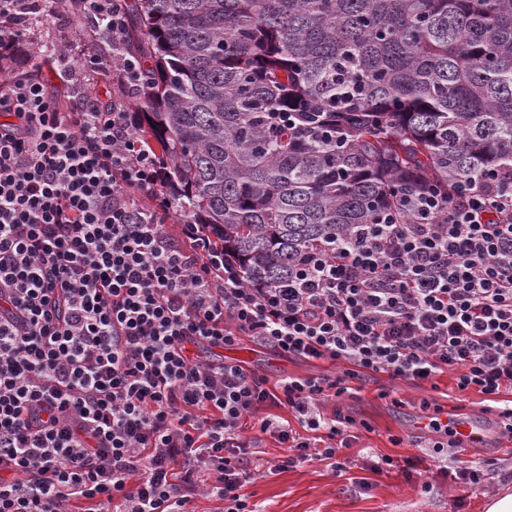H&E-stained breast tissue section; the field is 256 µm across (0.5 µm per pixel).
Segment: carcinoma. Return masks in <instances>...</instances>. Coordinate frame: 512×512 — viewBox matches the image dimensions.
Here are the masks:
<instances>
[{"label":"carcinoma","mask_w":512,"mask_h":512,"mask_svg":"<svg viewBox=\"0 0 512 512\" xmlns=\"http://www.w3.org/2000/svg\"><path fill=\"white\" fill-rule=\"evenodd\" d=\"M137 137L169 163L180 224H204L247 283L404 195L512 170V0H132ZM21 53L41 72V50Z\"/></svg>","instance_id":"carcinoma-1"}]
</instances>
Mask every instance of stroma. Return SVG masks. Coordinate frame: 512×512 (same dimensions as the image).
Instances as JSON below:
<instances>
[{
	"instance_id": "obj_1",
	"label": "stroma",
	"mask_w": 512,
	"mask_h": 512,
	"mask_svg": "<svg viewBox=\"0 0 512 512\" xmlns=\"http://www.w3.org/2000/svg\"><path fill=\"white\" fill-rule=\"evenodd\" d=\"M29 40L53 43L73 61L82 57L83 34L60 12L32 27ZM224 358L273 382L339 371L327 361L312 364L282 356L246 337L225 348ZM455 378L454 372H444L430 387L394 381L385 373L369 374L325 407L326 413L357 423L348 448L341 452L347 461L345 471L319 457L288 470H260L244 486V494L258 512H486L490 499L512 490V435L501 430L491 402L478 393L459 391ZM428 395L436 399L442 414L484 426L485 445L464 444L458 452L461 460L487 463L481 483H462L452 472L431 473L430 435L419 425V401ZM384 458L391 459V466L376 470Z\"/></svg>"
}]
</instances>
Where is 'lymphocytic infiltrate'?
<instances>
[{
  "label": "lymphocytic infiltrate",
  "mask_w": 512,
  "mask_h": 512,
  "mask_svg": "<svg viewBox=\"0 0 512 512\" xmlns=\"http://www.w3.org/2000/svg\"><path fill=\"white\" fill-rule=\"evenodd\" d=\"M83 8L123 38V0ZM46 13L0 0L10 47ZM137 123L118 97L60 110L24 71L0 87V512H194L202 491L257 512L242 489L264 435L288 446L279 469L335 458L355 423L322 406L350 382L451 369L459 390L512 392V172L405 200L248 284L204 225L171 236L168 163ZM244 336L344 369L272 383L221 356Z\"/></svg>",
  "instance_id": "1"
}]
</instances>
